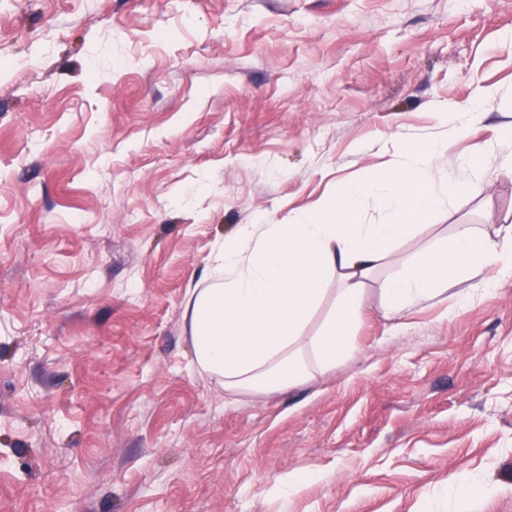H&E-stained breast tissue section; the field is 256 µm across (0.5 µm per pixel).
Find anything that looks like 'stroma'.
<instances>
[{
    "label": "stroma",
    "mask_w": 512,
    "mask_h": 512,
    "mask_svg": "<svg viewBox=\"0 0 512 512\" xmlns=\"http://www.w3.org/2000/svg\"><path fill=\"white\" fill-rule=\"evenodd\" d=\"M511 122L512 0H0V512H512V278L390 317L381 270L289 391L225 394L182 318L406 143L488 170L400 251L512 225Z\"/></svg>",
    "instance_id": "1"
}]
</instances>
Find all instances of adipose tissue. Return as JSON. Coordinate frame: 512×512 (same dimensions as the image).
Masks as SVG:
<instances>
[{
	"label": "adipose tissue",
	"mask_w": 512,
	"mask_h": 512,
	"mask_svg": "<svg viewBox=\"0 0 512 512\" xmlns=\"http://www.w3.org/2000/svg\"><path fill=\"white\" fill-rule=\"evenodd\" d=\"M445 148L440 141L406 146L394 163L363 182L337 184L313 208L277 224L241 225L225 238L213 259L223 280L189 290L183 306L196 367L217 376L230 394L303 386L347 356L364 287L383 267H402L401 276L382 284L390 314L454 283L512 277V225L495 240L461 224L447 246H428L417 256L394 252L442 197L470 191L473 176L485 170L478 145L464 162L469 179L438 182L435 163ZM376 195L400 214L399 222L362 223L363 204ZM331 294L334 314L320 332L306 335L310 317Z\"/></svg>",
	"instance_id": "obj_1"
}]
</instances>
